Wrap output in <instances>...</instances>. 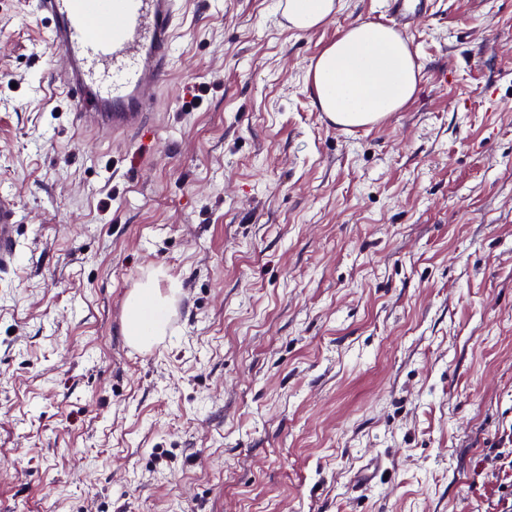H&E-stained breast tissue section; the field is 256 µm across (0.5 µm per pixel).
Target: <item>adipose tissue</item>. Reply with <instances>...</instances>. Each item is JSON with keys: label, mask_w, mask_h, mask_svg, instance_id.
<instances>
[{"label": "adipose tissue", "mask_w": 512, "mask_h": 512, "mask_svg": "<svg viewBox=\"0 0 512 512\" xmlns=\"http://www.w3.org/2000/svg\"><path fill=\"white\" fill-rule=\"evenodd\" d=\"M343 0H286L291 28L310 31L339 14ZM315 104L343 128L373 126L403 110L416 96L421 67L407 36L380 22L351 24L326 46L308 70ZM173 296L154 282L134 289L125 302L124 334L148 346L166 333Z\"/></svg>", "instance_id": "adipose-tissue-1"}]
</instances>
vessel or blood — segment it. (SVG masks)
<instances>
[{"mask_svg":"<svg viewBox=\"0 0 512 512\" xmlns=\"http://www.w3.org/2000/svg\"><path fill=\"white\" fill-rule=\"evenodd\" d=\"M427 2L383 0L382 9L402 23ZM30 7L62 59L54 79L68 94L74 127L138 135L173 68L179 0H31ZM17 233L15 204L1 197V270L15 260Z\"/></svg>","mask_w":512,"mask_h":512,"instance_id":"1","label":"vessel or blood"}]
</instances>
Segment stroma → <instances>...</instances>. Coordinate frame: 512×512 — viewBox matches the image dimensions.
<instances>
[{
	"instance_id": "obj_1",
	"label": "stroma",
	"mask_w": 512,
	"mask_h": 512,
	"mask_svg": "<svg viewBox=\"0 0 512 512\" xmlns=\"http://www.w3.org/2000/svg\"><path fill=\"white\" fill-rule=\"evenodd\" d=\"M379 8L187 0L116 143L0 0V512H512V0H433L415 99L345 130L307 71ZM150 280L175 302L140 350ZM344 0H286L284 14L288 25L297 31L320 27L339 14ZM18 226L15 204L12 200L0 198V269L10 267L16 257ZM165 295L148 281L135 288L125 302L124 335L135 345L150 346L166 333V314L174 301V290Z\"/></svg>"
}]
</instances>
